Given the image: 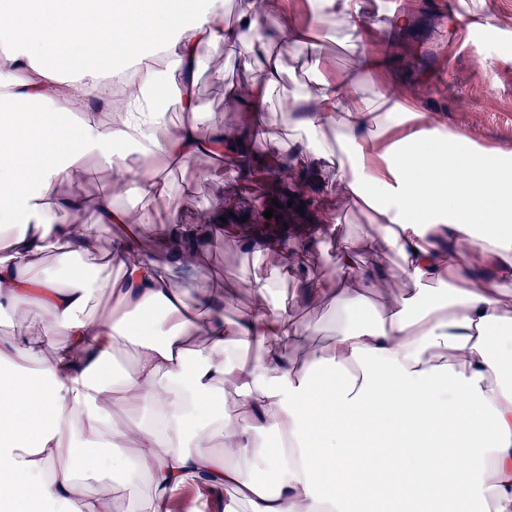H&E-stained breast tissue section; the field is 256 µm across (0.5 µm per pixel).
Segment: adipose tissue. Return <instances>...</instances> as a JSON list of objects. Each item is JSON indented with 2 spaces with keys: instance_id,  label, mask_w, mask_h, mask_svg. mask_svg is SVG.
Instances as JSON below:
<instances>
[{
  "instance_id": "obj_1",
  "label": "adipose tissue",
  "mask_w": 512,
  "mask_h": 512,
  "mask_svg": "<svg viewBox=\"0 0 512 512\" xmlns=\"http://www.w3.org/2000/svg\"><path fill=\"white\" fill-rule=\"evenodd\" d=\"M323 34L296 27L290 13L281 36L305 44L298 61L315 74L312 89L291 96L297 118L296 159H315L336 173L339 195L370 210L387 250L404 261L406 286L372 304L373 280L351 252H340L334 278L305 272L301 255L278 250V263L254 276L257 305L225 318L224 296L212 290L208 314L168 275L188 261V234L176 220L169 166L189 168L201 155L235 156L245 132L201 136L191 92L207 53L224 45L255 78L226 93L247 120L278 96L282 60L263 35L256 12L224 22V0H0V302L21 323L12 350L0 349V506L42 512L81 503L83 512H112V498L91 481L118 473L130 505L172 512L187 483L242 489L249 512H348L369 500L375 475L388 477L394 512L439 501L451 506L491 494L495 512H512V306L499 279L512 273V154L476 144L461 129L433 122L396 95L370 96L342 75L322 77L325 44L339 41L360 69L383 72L381 56L363 52L364 0H307ZM106 27L122 46L121 67L134 70L126 110L116 121L88 120L71 132L53 108L90 110L105 96L110 70L92 30ZM185 118L170 121L161 98ZM117 171L135 160V183L116 180L110 193L55 199L87 157ZM135 191L142 206H117ZM122 230L111 259L117 268L106 314L89 312L97 279L73 269L61 278L34 268L47 250L62 259L90 254L81 215ZM167 227L157 257L131 262L146 225ZM301 275V301H333L344 313L371 312L368 324H347L331 344L301 361L296 309L272 296L288 274ZM445 287L432 297L433 285ZM65 336L56 344V336ZM203 349H196V341ZM132 350L123 393L142 408L139 421L112 397L104 365ZM43 355L37 379L19 360ZM234 396L247 416L272 426L275 451L258 454L256 470L275 487L252 485L232 458L251 446L250 429L206 415L216 398ZM222 438L220 452L200 442ZM372 442L358 453L354 439ZM115 448L123 457L112 456ZM152 494L143 497V486Z\"/></svg>"
}]
</instances>
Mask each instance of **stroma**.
Instances as JSON below:
<instances>
[{"label": "stroma", "mask_w": 512, "mask_h": 512, "mask_svg": "<svg viewBox=\"0 0 512 512\" xmlns=\"http://www.w3.org/2000/svg\"><path fill=\"white\" fill-rule=\"evenodd\" d=\"M436 0H403V10L412 19L406 28L366 29L363 38L368 50L384 54L388 59L385 73L358 75L368 94H401L428 111L435 123L466 129L471 138L486 148L512 151V0H458L457 18H443ZM484 15L486 26L478 40L459 43L458 21L475 23ZM279 15L267 13L262 31L283 59L282 89L298 94L310 87V77L299 70L294 59L300 46L288 43L278 32ZM252 72L238 63L233 45L205 57L194 84L200 106L199 131L209 134L219 128H235L243 123V106L226 98L228 83L249 84ZM267 125L251 140L252 154L259 164L248 183L250 203H266L275 197L282 183L279 167L291 160L289 145L297 132L291 116L281 114L277 103H270ZM116 169L99 160L87 163L86 176L78 182H63L56 192L61 196L80 194L95 197L107 193ZM164 175L178 207L180 223H194L198 214L215 199L233 197L240 177L233 167L222 166L209 156L199 157L190 173L172 168ZM292 184H306L309 191L335 197L333 209L304 212L290 211L287 229L277 235L287 247L309 255L319 274L334 273L336 254L342 248L354 249L360 271L373 273L380 293L401 290L405 286L402 260L390 251L374 254L365 241L374 228L368 214L349 200L336 194L332 171L315 164L296 167ZM82 221L91 225L98 241L93 254L81 257L80 265L97 272L102 288L93 301L94 309L105 311L110 306L107 285L115 271L110 265L112 241L116 228L99 224L93 212ZM275 264L273 255L244 248L241 241L225 238L222 228H215L210 244L204 247L200 264L187 288L191 298H198L211 283L222 282L226 301L224 315L233 319L255 307L250 288L254 274L268 271ZM300 315L307 335L290 355L304 359L309 350L329 344L344 321L342 312L331 302L304 307Z\"/></svg>", "instance_id": "35a3bbf8"}]
</instances>
